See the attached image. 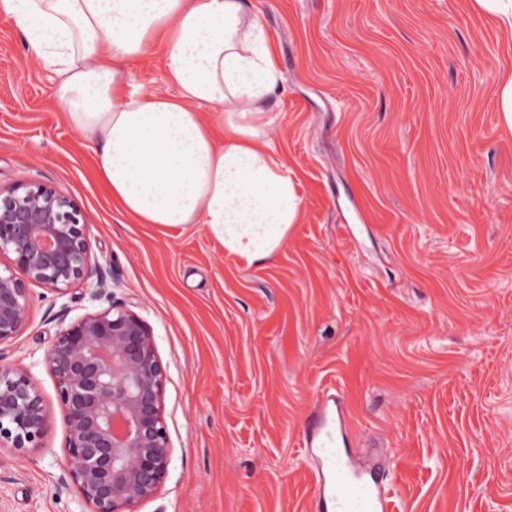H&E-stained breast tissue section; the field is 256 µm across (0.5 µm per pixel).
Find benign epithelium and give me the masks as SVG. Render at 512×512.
<instances>
[{
  "instance_id": "1",
  "label": "benign epithelium",
  "mask_w": 512,
  "mask_h": 512,
  "mask_svg": "<svg viewBox=\"0 0 512 512\" xmlns=\"http://www.w3.org/2000/svg\"><path fill=\"white\" fill-rule=\"evenodd\" d=\"M78 204L43 181L0 184V344L30 320V286L56 297L71 287L107 302L62 326L45 356L62 406L67 464L59 483L73 486L88 512H135L169 477L172 446L164 417L168 378L153 329L113 300L110 273L92 266ZM49 426L42 393L27 371L0 365V447L39 446Z\"/></svg>"
}]
</instances>
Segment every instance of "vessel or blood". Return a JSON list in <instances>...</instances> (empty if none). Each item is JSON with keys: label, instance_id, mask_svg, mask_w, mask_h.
<instances>
[{"label": "vessel or blood", "instance_id": "vessel-or-blood-1", "mask_svg": "<svg viewBox=\"0 0 512 512\" xmlns=\"http://www.w3.org/2000/svg\"><path fill=\"white\" fill-rule=\"evenodd\" d=\"M349 412L340 394L323 393L304 439L316 464L319 498L326 512H394L390 477L347 452Z\"/></svg>", "mask_w": 512, "mask_h": 512}]
</instances>
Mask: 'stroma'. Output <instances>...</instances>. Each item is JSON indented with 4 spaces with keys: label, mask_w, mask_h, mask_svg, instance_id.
I'll return each instance as SVG.
<instances>
[{
    "label": "stroma",
    "mask_w": 512,
    "mask_h": 512,
    "mask_svg": "<svg viewBox=\"0 0 512 512\" xmlns=\"http://www.w3.org/2000/svg\"><path fill=\"white\" fill-rule=\"evenodd\" d=\"M286 82L275 144L304 219L247 267L206 225L122 215L55 76L0 10V183L74 199L92 264L152 326L168 367L170 474L137 512H320L303 456L317 395L340 389L351 445L396 453L400 512H512V133L496 87L512 45L472 0H254ZM0 345L49 427L0 450V512H88L62 488V412L43 360L82 287L30 288Z\"/></svg>",
    "instance_id": "1"
}]
</instances>
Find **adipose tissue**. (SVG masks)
Segmentation results:
<instances>
[{"label": "adipose tissue", "instance_id": "1", "mask_svg": "<svg viewBox=\"0 0 512 512\" xmlns=\"http://www.w3.org/2000/svg\"><path fill=\"white\" fill-rule=\"evenodd\" d=\"M55 67L53 95L96 145L113 203L139 224L206 225L246 266L270 261L302 219L273 134L282 89L254 0H0ZM164 57L162 93L127 64Z\"/></svg>", "mask_w": 512, "mask_h": 512}]
</instances>
